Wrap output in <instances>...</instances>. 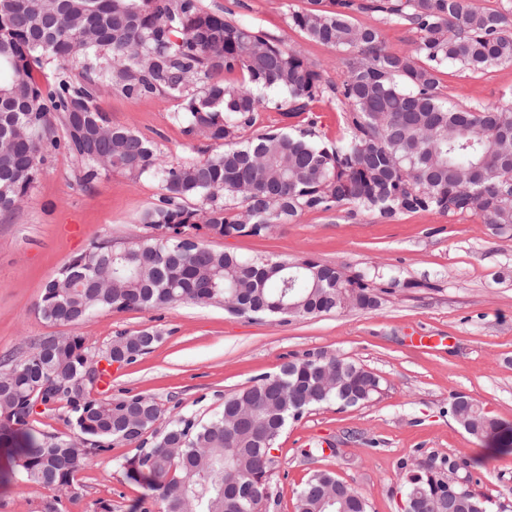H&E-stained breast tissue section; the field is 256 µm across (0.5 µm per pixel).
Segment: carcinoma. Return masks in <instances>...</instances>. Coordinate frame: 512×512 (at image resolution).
Listing matches in <instances>:
<instances>
[{
    "label": "carcinoma",
    "mask_w": 512,
    "mask_h": 512,
    "mask_svg": "<svg viewBox=\"0 0 512 512\" xmlns=\"http://www.w3.org/2000/svg\"><path fill=\"white\" fill-rule=\"evenodd\" d=\"M291 14L294 27L322 45L349 52L344 79L322 86L320 73L297 50L261 31L203 8L200 0H0V214L14 212L45 155L66 150L85 164L83 180L118 172L145 174L161 185V204L142 223L162 234L123 247L91 244L48 280L42 318L78 326L104 311L222 304L251 319L310 317L347 309L374 310L379 297L361 278L337 267L301 261L245 259L215 250L189 234L262 236L304 211L351 205L393 219L429 212L477 216L498 234H512V96L450 108L439 74L448 65L471 71L512 64V0L498 9L469 0H309ZM376 13L417 36L415 54L392 53L378 28L353 21ZM52 64L48 92L34 71ZM235 81L225 82L224 76ZM192 79L200 94L186 92ZM109 83L130 97L167 93L184 98L172 120L221 150L199 162L172 164L152 141L112 126L97 104ZM288 94L287 118L307 114L298 133L279 128L245 141L240 133L268 105L265 89ZM327 97L343 112L336 143L317 142L311 104ZM66 130L55 136L54 121ZM201 206L190 207L188 201ZM150 328L121 333V354H90L83 336H46L0 373V482L20 476L54 489L73 485L87 456L116 442L142 439L162 410L142 394L91 397L82 383L101 360L133 364L152 350ZM379 377L339 357L301 359L257 378L224 400L206 422L178 418L154 441L120 462L125 479L151 495V512H260L264 497L228 502L231 479L263 490L288 419L317 405L364 404L380 393ZM62 405L71 435L35 429L39 405ZM451 413L465 431L499 452L512 451V424L458 395ZM406 495L428 499V512L461 498L457 512H488L486 501L445 477L442 468L409 470ZM296 512H366L361 495L328 472L300 490Z\"/></svg>",
    "instance_id": "obj_1"
}]
</instances>
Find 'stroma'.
<instances>
[{"instance_id": "35a3bbf8", "label": "stroma", "mask_w": 512, "mask_h": 512, "mask_svg": "<svg viewBox=\"0 0 512 512\" xmlns=\"http://www.w3.org/2000/svg\"><path fill=\"white\" fill-rule=\"evenodd\" d=\"M208 11L232 15L301 52L323 83L344 75L345 51L310 40L289 15L308 0H201ZM449 104L498 101L512 89V65L470 72L451 65L440 75ZM98 104L112 124L153 141L172 163L201 161L212 152L171 119L182 100L172 95L129 97L103 88ZM65 151L45 158L11 214L0 215V370L47 336H84L104 350L120 332L152 328L154 349L136 363L113 367L108 399L143 394L173 416L202 421L222 412L225 398L306 356H340L381 380L373 401L316 406L288 420L274 452L263 512H295L297 494L317 471L354 488L367 512H403L406 475L420 463L454 462L450 477L483 495L491 512H512V454L473 439L450 413L459 394L512 424V237L475 216L403 214L391 221L342 206L306 211L266 235L206 236L214 249L242 258L312 259L365 276L380 298L374 310L351 309L310 318L254 321L222 305L104 312L72 327L38 312L45 283L93 241L115 245L150 235L141 221L162 190L145 176L113 172L92 184ZM120 442L92 454L72 486L50 490L20 479L0 485V512H45L61 499L66 512H140L148 491L125 481L118 466L133 455Z\"/></svg>"}]
</instances>
